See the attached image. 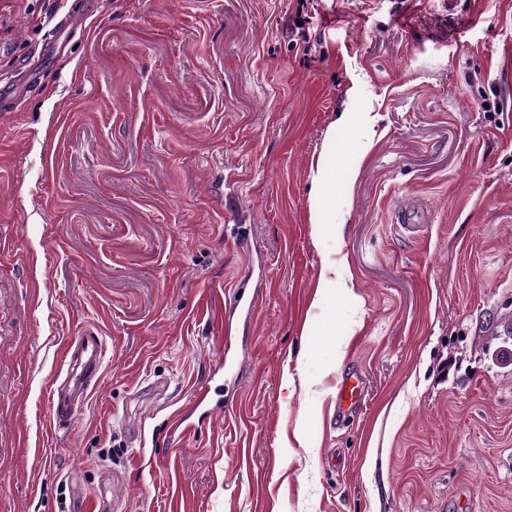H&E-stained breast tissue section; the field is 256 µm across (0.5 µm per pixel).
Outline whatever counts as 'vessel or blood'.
I'll return each instance as SVG.
<instances>
[{"label":"vessel or blood","mask_w":512,"mask_h":512,"mask_svg":"<svg viewBox=\"0 0 512 512\" xmlns=\"http://www.w3.org/2000/svg\"><path fill=\"white\" fill-rule=\"evenodd\" d=\"M95 5L96 0H79L78 7L59 16L37 54L17 72L0 78V112L15 111L22 99L36 90L42 73L68 50L72 36L84 28ZM395 217L408 237L419 236L424 228L425 213L421 209L401 207ZM105 354V338L95 329L83 330L65 341L60 368L49 382V416L54 426L65 428L76 421L89 395L97 389ZM364 388V371L355 364L346 365L336 387L331 424L349 423L362 404ZM223 412V407L211 403L208 391L200 388L173 417L171 426L175 432L190 436L197 432L195 418H202L211 426Z\"/></svg>","instance_id":"1"}]
</instances>
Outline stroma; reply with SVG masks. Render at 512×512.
<instances>
[{
	"label": "stroma",
	"mask_w": 512,
	"mask_h": 512,
	"mask_svg": "<svg viewBox=\"0 0 512 512\" xmlns=\"http://www.w3.org/2000/svg\"><path fill=\"white\" fill-rule=\"evenodd\" d=\"M62 3L0 0V75ZM511 67L512 0H98L0 114V512H512ZM87 328L105 369L58 430ZM350 361L364 404L331 427ZM206 384L222 419L169 432ZM336 181V168L323 156L319 157L312 174V190L310 195L311 222L317 233L336 231V216L330 221L324 219L325 189ZM395 217L399 227L411 238L420 235L426 222L425 213L419 208L400 207ZM105 354V338L96 329H85L65 341L60 369L49 382V416L54 426L67 428L76 421L89 395L97 390ZM232 346L231 334L225 330L224 344L223 341L220 342L218 355L213 359V367L216 371L214 375L224 371V368L232 370L240 365L241 361L237 354L232 352Z\"/></svg>",
	"instance_id": "1"
}]
</instances>
